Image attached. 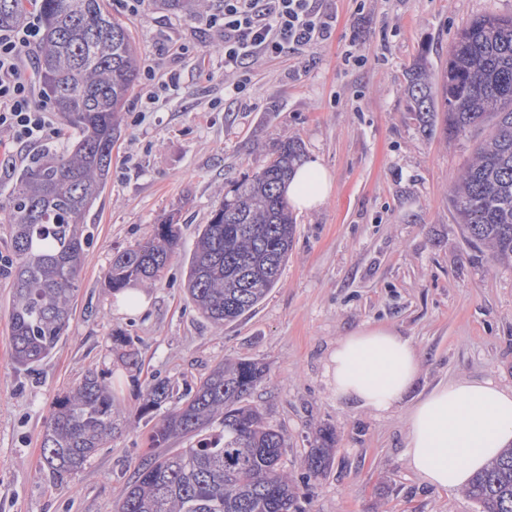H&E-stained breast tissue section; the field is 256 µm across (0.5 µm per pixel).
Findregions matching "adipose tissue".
<instances>
[{
  "mask_svg": "<svg viewBox=\"0 0 512 512\" xmlns=\"http://www.w3.org/2000/svg\"><path fill=\"white\" fill-rule=\"evenodd\" d=\"M332 178L317 161L301 165L287 187L293 207L312 210L329 197ZM421 357L390 328L362 327L339 339L328 363L338 400L377 412L398 405L411 388ZM406 458L425 484L466 488L512 445V388L492 381L442 383L409 411Z\"/></svg>",
  "mask_w": 512,
  "mask_h": 512,
  "instance_id": "ef3b65f1",
  "label": "adipose tissue"
}]
</instances>
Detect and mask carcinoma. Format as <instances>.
I'll return each mask as SVG.
<instances>
[{
	"label": "carcinoma",
	"instance_id": "obj_1",
	"mask_svg": "<svg viewBox=\"0 0 512 512\" xmlns=\"http://www.w3.org/2000/svg\"><path fill=\"white\" fill-rule=\"evenodd\" d=\"M27 0H0V31L22 24ZM43 37L37 78L42 96L73 137L62 150L24 167L0 221L11 225L8 311L12 358L26 371L45 359L68 329L84 253L83 224L104 191L120 113L136 85L139 58L128 27L105 0H36ZM403 93L425 128L443 119L448 136L483 128L457 172L450 204L470 245L512 268V15H480L457 31L448 66L422 62ZM304 149L282 141L273 158L238 183L198 233L187 293L216 328L258 306L278 283L294 234L285 188ZM180 246L172 221L157 224L136 246L118 251L105 286H157ZM264 377L250 360L216 366L154 424L151 454L116 502V512H298L296 481L282 464L286 434L248 401ZM170 381L146 389L144 408L165 403ZM117 429L112 389L91 372L57 401L43 433L44 464L57 474L86 467ZM191 440L171 451L173 438ZM336 430H318L305 458L306 478L328 470ZM480 512H512V448L465 489Z\"/></svg>",
	"mask_w": 512,
	"mask_h": 512
}]
</instances>
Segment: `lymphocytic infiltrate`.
<instances>
[{"mask_svg": "<svg viewBox=\"0 0 512 512\" xmlns=\"http://www.w3.org/2000/svg\"><path fill=\"white\" fill-rule=\"evenodd\" d=\"M333 17L317 0H221L205 18L221 34L225 73L235 80L225 85L230 97L245 95L251 82L246 66L326 39ZM40 38L38 18L0 33V134L13 143L38 145L55 137L49 112L37 103L34 86L21 68L22 53Z\"/></svg>", "mask_w": 512, "mask_h": 512, "instance_id": "obj_1", "label": "lymphocytic infiltrate"}]
</instances>
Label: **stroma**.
<instances>
[{
	"label": "stroma",
	"mask_w": 512,
	"mask_h": 512,
	"mask_svg": "<svg viewBox=\"0 0 512 512\" xmlns=\"http://www.w3.org/2000/svg\"><path fill=\"white\" fill-rule=\"evenodd\" d=\"M105 3L140 61L163 60L178 90L151 106L142 88L129 97L108 183L84 226L72 320L34 370L12 361L11 288L0 276V512H115L167 412L144 411L149 383L170 380L178 397L227 359L265 369L253 399L286 431L282 462L301 512H478L464 492L431 488L409 466L406 413L441 382L512 388V269L468 244L448 201L475 136L420 127L400 88L420 58L443 70L454 31L478 15L512 14V0H327L336 17L329 38L258 61L239 99L224 95L219 36L204 22L150 0L135 17ZM179 44L189 55L174 53ZM288 138L329 171L332 191L317 209L294 212L277 285L215 328L185 290L198 232L231 185L252 178ZM171 218L181 244L148 291L149 311L116 313L104 285L113 253ZM364 325L391 328L421 355L405 399L383 413L338 401L326 374L337 341ZM124 334L135 357L118 341ZM91 371L110 384L120 428L84 470L53 474L43 432L57 399ZM327 425L338 439L331 467L305 479L302 461Z\"/></svg>",
	"instance_id": "35a3bbf8"
}]
</instances>
